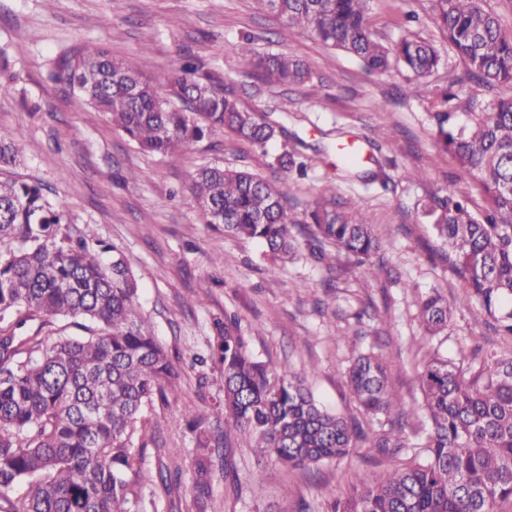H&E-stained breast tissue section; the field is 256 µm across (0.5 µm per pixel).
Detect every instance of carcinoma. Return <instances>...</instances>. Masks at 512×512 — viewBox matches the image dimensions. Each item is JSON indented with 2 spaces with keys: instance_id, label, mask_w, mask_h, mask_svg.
<instances>
[{
  "instance_id": "obj_1",
  "label": "carcinoma",
  "mask_w": 512,
  "mask_h": 512,
  "mask_svg": "<svg viewBox=\"0 0 512 512\" xmlns=\"http://www.w3.org/2000/svg\"><path fill=\"white\" fill-rule=\"evenodd\" d=\"M441 37L463 64L448 69V88L432 95L428 79L445 66L432 39L403 34L391 41L368 24L370 0H257L261 9L310 32L323 46L356 58L371 73L405 74L402 96L428 101L438 147L461 173L476 180L485 206L465 198H434L424 214L447 247L446 259L463 288L462 304L474 322L493 321L512 338V30L486 0H426ZM243 37V65L269 85H303L304 62L286 54H260ZM150 62H130L84 45L55 62V81L80 105L107 115L144 152L172 154L216 131L264 148L285 135L279 123L241 106L236 89L187 51L172 65L162 94ZM472 83L493 93L465 101L454 88ZM21 149L0 137V512H144L140 475L134 471L145 410L178 387L179 373L142 317L137 280L117 247L92 245L52 204L44 188L16 179L10 169ZM270 166L306 165L284 151ZM194 199L209 224L266 245L275 259L295 249L291 225L307 234L316 262L333 268L334 247L367 265L379 241L367 216L336 205L334 186L298 219L288 213L283 184L247 170L214 165L192 180ZM425 334L447 333V299L435 292L416 302ZM52 318L82 320L81 338L41 335ZM39 321L31 336L20 334ZM224 382L218 403L224 424L246 433L258 458L292 469L350 454L359 432L321 407L305 384L255 360L244 337L224 323L212 346ZM468 374L436 354L419 373L429 430L424 457L376 472L335 499L329 512H497L512 501V352L468 362ZM347 384L361 412L393 422L405 408L393 391L386 361L358 355ZM205 417L187 425L197 432L200 456L193 486L195 512L211 498V437ZM27 495L13 499L19 483Z\"/></svg>"
}]
</instances>
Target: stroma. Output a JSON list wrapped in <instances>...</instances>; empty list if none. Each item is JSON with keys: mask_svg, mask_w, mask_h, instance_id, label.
<instances>
[{"mask_svg": "<svg viewBox=\"0 0 512 512\" xmlns=\"http://www.w3.org/2000/svg\"><path fill=\"white\" fill-rule=\"evenodd\" d=\"M246 33L259 52L303 61L311 80L288 88L258 81L239 60ZM87 43L129 61L149 58L158 85L180 50L191 48L223 73L244 108L281 122L286 134L263 149L219 132L177 154L143 152L105 114L76 109L51 77L59 56ZM0 81L11 87L0 95V134L15 135L22 148L14 175L39 182L73 223L90 225L96 239L122 250L143 316L180 375V392L154 402L150 417L159 432L145 435L136 459L146 512H191L197 442L181 421L186 413L208 415L210 431L228 433L234 450L235 476L225 475L223 457L213 459L209 512H326L366 475L412 459L427 427L416 376L426 357L458 362L477 344L512 350L493 323H474L460 305V281L422 212L433 195H465L483 206L475 180L436 147L425 106L399 97L400 76L367 74L354 58L324 48L256 0H0ZM350 141L372 155L363 170H384L388 184L347 174L336 146ZM285 150L301 155L306 176L269 167L271 155ZM214 163L284 182L295 215L333 184L342 210L368 216L380 241L371 260L383 264V273L368 276L340 251L336 287L325 288L330 270L310 258L298 230L295 252L269 275L265 245L206 224L190 193L196 171ZM406 170L417 171V180L403 179ZM435 291L452 310L444 336L425 335L417 319L416 300ZM227 316L236 317L255 358L287 363L322 406L368 432L375 425L360 415L346 368L368 348L381 352L412 411L396 435L397 456L359 441L348 457L306 470L257 461L246 437L212 412L224 391L207 356L213 323ZM173 468L180 484L169 494L159 473Z\"/></svg>", "mask_w": 512, "mask_h": 512, "instance_id": "obj_1", "label": "stroma"}]
</instances>
